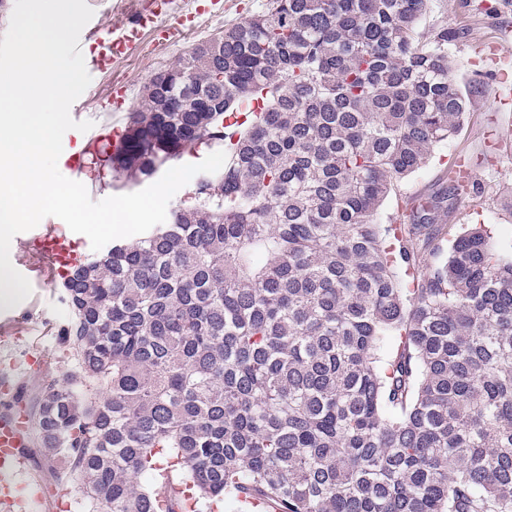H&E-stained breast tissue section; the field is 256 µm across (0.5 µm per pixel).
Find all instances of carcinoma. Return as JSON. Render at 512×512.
I'll return each instance as SVG.
<instances>
[{
	"instance_id": "carcinoma-1",
	"label": "carcinoma",
	"mask_w": 512,
	"mask_h": 512,
	"mask_svg": "<svg viewBox=\"0 0 512 512\" xmlns=\"http://www.w3.org/2000/svg\"><path fill=\"white\" fill-rule=\"evenodd\" d=\"M427 7L268 0L101 146L142 182L262 103L190 203L62 282L74 369L35 424L86 512H512V258L444 223L450 179L377 223L466 113Z\"/></svg>"
}]
</instances>
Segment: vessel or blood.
<instances>
[{"instance_id": "1", "label": "vessel or blood", "mask_w": 512, "mask_h": 512, "mask_svg": "<svg viewBox=\"0 0 512 512\" xmlns=\"http://www.w3.org/2000/svg\"><path fill=\"white\" fill-rule=\"evenodd\" d=\"M171 0H157L154 10H147L135 0L134 21H115L111 28L88 23L83 33L94 40L98 51L89 61L90 74L107 70L117 59L135 54L144 37H151L156 45L169 47L183 42L195 26L204 6L182 9L175 20L163 22ZM28 249L44 259L43 272L66 275L68 269L83 260L84 255L75 247L66 233L55 224L46 225L40 234L29 240ZM29 445L28 418L22 407L0 417V512H31L35 502L41 501L38 479L28 477L23 448Z\"/></svg>"}]
</instances>
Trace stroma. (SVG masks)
<instances>
[{"label":"stroma","mask_w":512,"mask_h":512,"mask_svg":"<svg viewBox=\"0 0 512 512\" xmlns=\"http://www.w3.org/2000/svg\"><path fill=\"white\" fill-rule=\"evenodd\" d=\"M220 4L219 12L198 16L196 29L181 45L163 48L144 40L137 53L96 76L77 100L80 120L103 125L104 118L96 110L97 97L110 90L117 78L128 86L125 109L133 111L144 86L157 72L178 64L189 48L260 14L267 0H220ZM440 27L456 35L448 50L457 63V85L469 95L466 119L461 131L434 146L422 169L396 182L383 203L379 221L393 223L408 202L440 189L449 163L462 156L482 192L458 200L450 223L489 225L492 244L512 254V102L500 103L501 72L481 58L482 51L489 48L495 49L497 56L512 58V0H430L419 33L426 37ZM66 315L54 284L33 288L22 303L0 306V327H9L13 336L8 346H0V375L8 374L13 381L11 394L0 395V414L18 405L35 411L44 383L71 368L51 331ZM25 457L29 469L49 491L42 512H57L56 502L61 497L66 498L69 512H83L79 484L56 482L50 475L52 463L38 445L26 448Z\"/></svg>","instance_id":"35a3bbf8"}]
</instances>
